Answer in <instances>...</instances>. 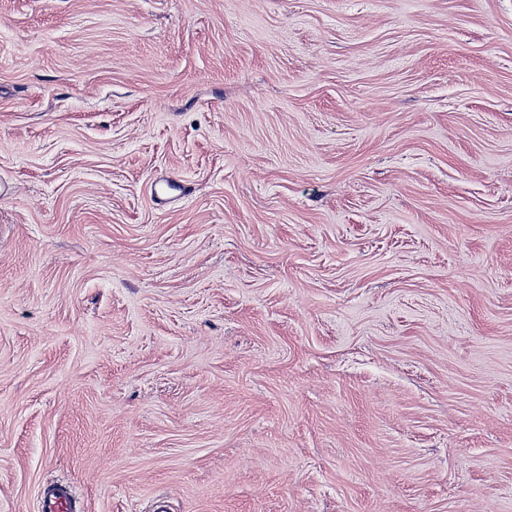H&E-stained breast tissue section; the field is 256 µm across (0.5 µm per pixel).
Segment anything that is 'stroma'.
<instances>
[{
	"mask_svg": "<svg viewBox=\"0 0 512 512\" xmlns=\"http://www.w3.org/2000/svg\"><path fill=\"white\" fill-rule=\"evenodd\" d=\"M0 180V512H512V0H0ZM39 498L40 512H82L70 487L62 483L45 484Z\"/></svg>",
	"mask_w": 512,
	"mask_h": 512,
	"instance_id": "1",
	"label": "stroma"
}]
</instances>
